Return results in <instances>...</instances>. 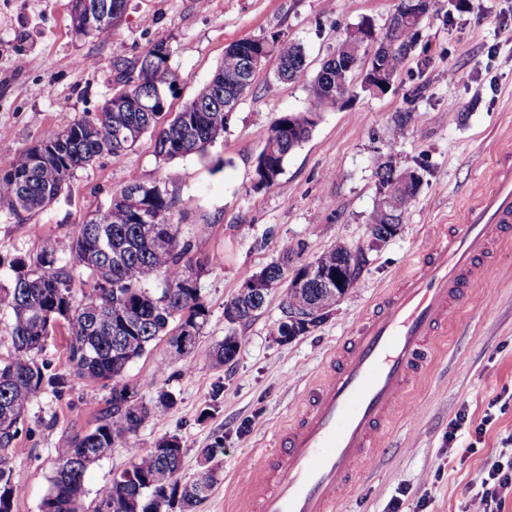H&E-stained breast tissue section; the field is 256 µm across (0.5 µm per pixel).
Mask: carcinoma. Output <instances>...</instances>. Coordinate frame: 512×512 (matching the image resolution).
Listing matches in <instances>:
<instances>
[{"label": "carcinoma", "mask_w": 512, "mask_h": 512, "mask_svg": "<svg viewBox=\"0 0 512 512\" xmlns=\"http://www.w3.org/2000/svg\"><path fill=\"white\" fill-rule=\"evenodd\" d=\"M84 9L71 18L78 35L107 36L123 13L125 0H83ZM420 28L404 16H393L387 30L375 36L369 20L348 33L317 73L311 92L314 112H282L273 121L266 144L256 162V186L275 183L288 155L303 143L317 123L319 111L344 105L356 88L368 90L367 81L355 82L361 63L379 66L398 75L415 48ZM274 61L278 79L291 82L305 68V52L293 41L246 38L229 44L211 78L182 108L168 114V95L187 78L168 65L169 47L160 40L130 64L116 66L120 89L115 98H134L137 109L103 103L101 111L79 120L64 121L48 129L33 146L19 152L10 168L0 172V206L18 215L41 210L54 202L74 173L103 154L119 155L131 149L145 134L154 137L157 156L168 162L191 154L205 156L207 148L224 133V126L242 96L249 90L259 68L252 59ZM164 87L163 97L155 85ZM405 168L390 155L378 165L380 188L393 184ZM142 181L133 178L117 192L118 200L78 225L70 240L69 257L42 250L35 259L2 258L0 268L10 272V287L0 285V309L11 318V351L0 357V450L14 447L22 417L51 386L65 387L61 376L47 374L48 363L40 358L55 328L65 329L69 360L75 374L109 388L107 407L100 423L73 438L71 447L58 457L50 488L43 503L56 512H87L85 478L91 466L127 443L148 418L171 410L173 395L159 390L155 402L127 395L124 375L152 343L167 339L172 359L188 364L191 352L174 345L189 329L200 336L210 311L198 288L189 259L191 243L181 240L174 224L173 194L163 188L152 194L138 192ZM415 194L398 189L391 203L374 207L370 232L387 224H401ZM292 256L262 268L256 276L267 287L236 294L224 307L232 324L213 351L219 364L232 361L241 345L236 326L260 311L268 293L281 289L283 317L274 329L285 336L293 329L288 317L306 314L318 325L323 312L336 307V283L310 281L297 288L283 268ZM316 276L344 273V291L357 286L366 264L362 249L337 243L313 261ZM129 468L114 476L96 494L92 512H190L214 488L216 457L220 448L201 450L200 470L182 479L183 448L175 437L140 451L130 449ZM13 474L0 466V512H12Z\"/></svg>", "instance_id": "1"}]
</instances>
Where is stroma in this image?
<instances>
[{
	"mask_svg": "<svg viewBox=\"0 0 512 512\" xmlns=\"http://www.w3.org/2000/svg\"><path fill=\"white\" fill-rule=\"evenodd\" d=\"M399 3L209 0L203 9L197 0H127L111 36L102 38L73 31L69 0H0V171L62 116L98 112L116 87V64L134 62L157 41L168 43L171 69L188 78L169 99L174 112L211 77L230 43L276 37L304 47L306 69L297 80L278 83L271 63L257 73L208 161L190 155L163 162L146 136L131 151L77 170L43 210L17 216L0 208V255L28 258L52 248L65 256L74 228L130 178L174 193L179 237L191 242V259L204 264L199 288L209 320L190 368L171 362L159 340L129 365L125 379L143 401L154 399L158 385L177 399L168 414L145 421L131 444L148 449L177 437L186 479L198 471L201 449H218L220 480L197 512H251V463L272 452L327 354L443 226L460 219L496 159L512 151V43L495 36L497 27L512 26V0H468L461 12L437 0L390 89L358 91L345 106L322 112L277 182L255 188L256 159L278 113L314 110L311 82L338 41L365 19L384 32ZM19 57L26 60L20 69ZM273 83L271 97L266 87ZM399 112L412 120L397 139ZM391 154L418 171L421 187L397 234L373 248L375 172ZM339 242L364 248L367 263L326 320L278 343L272 328L282 317L281 293L271 290L263 309L240 326L235 359L214 363L213 348L228 332L224 305L245 278L284 251L301 264ZM492 249L486 276L493 290L473 286L450 312L446 339L404 400L379 466L362 470L337 512H465L487 462L512 453V408L488 412L496 397L512 405V240L493 241ZM43 358L68 386L60 394L45 390L20 425L16 451L0 454V466L13 473L12 512H41L56 459L73 437L98 425L109 394L75 375L64 331L50 337ZM474 441L479 450L468 453Z\"/></svg>",
	"mask_w": 512,
	"mask_h": 512,
	"instance_id": "obj_1",
	"label": "stroma"
}]
</instances>
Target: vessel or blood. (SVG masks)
Wrapping results in <instances>:
<instances>
[{"mask_svg": "<svg viewBox=\"0 0 512 512\" xmlns=\"http://www.w3.org/2000/svg\"><path fill=\"white\" fill-rule=\"evenodd\" d=\"M512 238V154L480 188L461 223L445 227L401 285L385 291L343 337L296 420L256 465L258 512H335L429 367L452 307L481 280L493 237Z\"/></svg>", "mask_w": 512, "mask_h": 512, "instance_id": "b4317fda", "label": "vessel or blood"}]
</instances>
